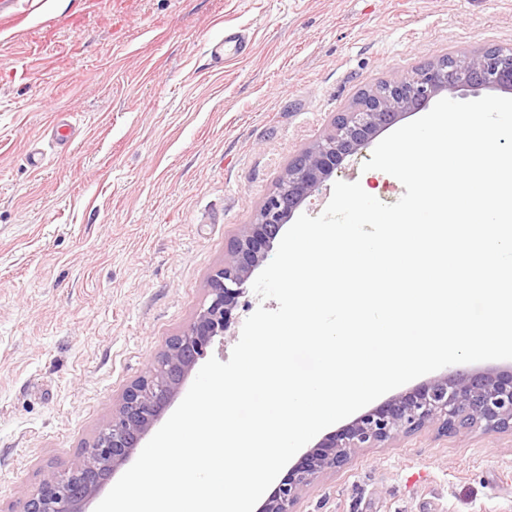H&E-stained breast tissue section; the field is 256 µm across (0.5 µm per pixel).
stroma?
I'll list each match as a JSON object with an SVG mask.
<instances>
[{
  "mask_svg": "<svg viewBox=\"0 0 512 512\" xmlns=\"http://www.w3.org/2000/svg\"><path fill=\"white\" fill-rule=\"evenodd\" d=\"M245 29L224 69L209 43ZM512 46V0H21L0 19V512L81 460L207 301L231 237L337 112L445 55ZM80 124L51 140L60 113ZM44 154L41 169L28 162ZM349 156L335 182L392 204ZM209 353L228 361L258 306ZM295 512H512V435L425 428L360 448Z\"/></svg>",
  "mask_w": 512,
  "mask_h": 512,
  "instance_id": "1",
  "label": "stroma"
}]
</instances>
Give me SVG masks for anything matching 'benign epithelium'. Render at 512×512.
<instances>
[{"mask_svg":"<svg viewBox=\"0 0 512 512\" xmlns=\"http://www.w3.org/2000/svg\"><path fill=\"white\" fill-rule=\"evenodd\" d=\"M482 89L512 91L511 46L465 54L451 69L444 58L409 77L384 81L363 92L351 111L338 114L334 130L288 165L255 221L232 241L224 267L209 279L208 302L190 325L169 341L147 376L126 388L112 423L84 449L81 462L67 473L48 474L23 512H85L84 506L130 460L215 339L230 328L243 285L302 203L347 157L403 114L426 108L443 91ZM424 427L443 435L474 427L512 432V371L445 375L364 411L302 454L258 512H294L303 488L323 471L346 464L355 449L373 448Z\"/></svg>","mask_w":512,"mask_h":512,"instance_id":"1","label":"benign epithelium"}]
</instances>
